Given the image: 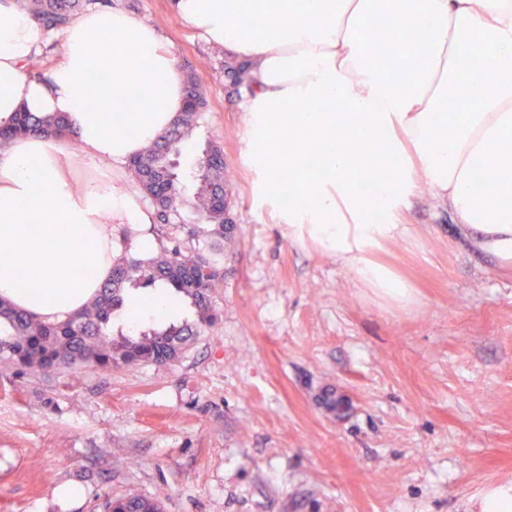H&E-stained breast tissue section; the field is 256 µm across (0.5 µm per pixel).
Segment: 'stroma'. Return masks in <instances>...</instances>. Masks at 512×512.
<instances>
[{"mask_svg": "<svg viewBox=\"0 0 512 512\" xmlns=\"http://www.w3.org/2000/svg\"><path fill=\"white\" fill-rule=\"evenodd\" d=\"M93 4L148 19L195 73L207 105L179 167L221 146L235 251L220 323L170 366L0 374V512H60L73 486L70 512L130 490L164 491L165 512H471L512 482V267L470 250L426 191L373 255L414 300L379 298L254 194L223 51L170 0Z\"/></svg>", "mask_w": 512, "mask_h": 512, "instance_id": "1", "label": "stroma"}]
</instances>
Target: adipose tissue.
<instances>
[{
    "mask_svg": "<svg viewBox=\"0 0 512 512\" xmlns=\"http://www.w3.org/2000/svg\"><path fill=\"white\" fill-rule=\"evenodd\" d=\"M249 0H172L175 16L252 78L245 158L260 196L300 236L341 257L383 299L412 289L372 255L401 232L396 219L420 186L447 200L473 247L512 264V0H266L254 26ZM380 16L394 32L386 56L365 30ZM16 0H0V127L16 113H63L75 149L21 136L0 151V298L50 320L79 310L108 281L140 227L134 196L106 180L76 183V156L124 162L157 140L185 107V85L162 33L119 6L75 15L48 80L26 68L49 41ZM474 102L449 119L448 96ZM108 100L93 112L89 98ZM146 101L139 112L130 100ZM349 109L334 112L337 100ZM309 100L319 111L304 110ZM309 170L301 182L289 171Z\"/></svg>",
    "mask_w": 512,
    "mask_h": 512,
    "instance_id": "ef3b65f1",
    "label": "adipose tissue"
}]
</instances>
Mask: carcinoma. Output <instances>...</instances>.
I'll list each match as a JSON object with an SVG mask.
<instances>
[{"instance_id": "cac0c4a2", "label": "carcinoma", "mask_w": 512, "mask_h": 512, "mask_svg": "<svg viewBox=\"0 0 512 512\" xmlns=\"http://www.w3.org/2000/svg\"><path fill=\"white\" fill-rule=\"evenodd\" d=\"M37 24L61 31L85 0H20ZM374 47L387 38L378 19L365 33ZM224 77L235 91L249 82L246 65L224 63ZM186 105L161 140L146 147L127 164L133 183L155 206L156 249L133 256L124 251L112 264V278L81 310L67 319L46 322L0 299V368L30 374H65L92 367L110 372L141 363L166 366L185 353L202 331L219 324L212 300L224 282V246L235 240L229 223L230 175L223 149L214 144L203 151L191 173L192 194H186L185 176L175 158L202 116L206 99L194 72L185 75ZM38 135L67 139L69 130L59 116L19 112L12 125L0 128V149L18 136ZM196 215L188 224L183 206ZM171 288L190 306L193 319L180 325L142 330L135 336L112 330V316L123 308L130 289ZM165 494L146 497L129 491L109 499L105 512H165Z\"/></svg>"}]
</instances>
